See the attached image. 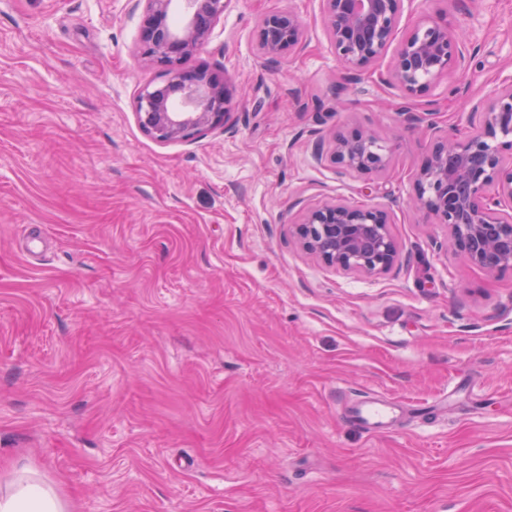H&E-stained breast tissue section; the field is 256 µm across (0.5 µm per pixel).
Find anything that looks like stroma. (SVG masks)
Segmentation results:
<instances>
[{"instance_id": "1", "label": "stroma", "mask_w": 512, "mask_h": 512, "mask_svg": "<svg viewBox=\"0 0 512 512\" xmlns=\"http://www.w3.org/2000/svg\"><path fill=\"white\" fill-rule=\"evenodd\" d=\"M276 10L304 36L272 66ZM439 17L465 60L409 101L388 61L349 79L322 0H230L186 63L231 78L229 119L161 143L137 0H0V487L27 466L74 512H512V270L409 204L438 134L512 80V0H414L397 36ZM353 129L386 170L315 157ZM335 200L383 207L399 263L302 250ZM362 395L392 427L352 422ZM302 26L290 12L273 11L258 23V55L267 63L277 64L294 53L301 43Z\"/></svg>"}]
</instances>
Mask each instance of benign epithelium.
Instances as JSON below:
<instances>
[{"label":"benign epithelium","instance_id":"obj_1","mask_svg":"<svg viewBox=\"0 0 512 512\" xmlns=\"http://www.w3.org/2000/svg\"><path fill=\"white\" fill-rule=\"evenodd\" d=\"M145 26L140 58L165 67L166 84L180 94L174 105L159 88H145L137 119L155 140H188L223 125L229 113L231 81L208 70L191 72L183 62L209 41L229 0H142ZM326 29L336 57L355 79L377 65L396 39L410 0H322ZM302 26L290 12L273 11L258 23V55L271 64L294 53ZM457 35L442 18L419 24L396 49L387 82L408 97L427 91L461 67ZM406 121L434 128L431 113L399 108ZM472 111L483 114L481 130L466 137L436 139L415 180L412 203L448 225L452 246L470 262L494 274L512 269V81L496 88ZM329 159L356 173L384 170L387 156L376 137L355 130L333 137ZM388 213L378 207L329 203L306 213L296 234L304 250L325 265L365 274L386 271L400 261L388 228Z\"/></svg>","mask_w":512,"mask_h":512}]
</instances>
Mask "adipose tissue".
Segmentation results:
<instances>
[{
  "label": "adipose tissue",
  "mask_w": 512,
  "mask_h": 512,
  "mask_svg": "<svg viewBox=\"0 0 512 512\" xmlns=\"http://www.w3.org/2000/svg\"><path fill=\"white\" fill-rule=\"evenodd\" d=\"M0 512H71V507L51 483L25 470L0 493Z\"/></svg>",
  "instance_id": "1"
}]
</instances>
